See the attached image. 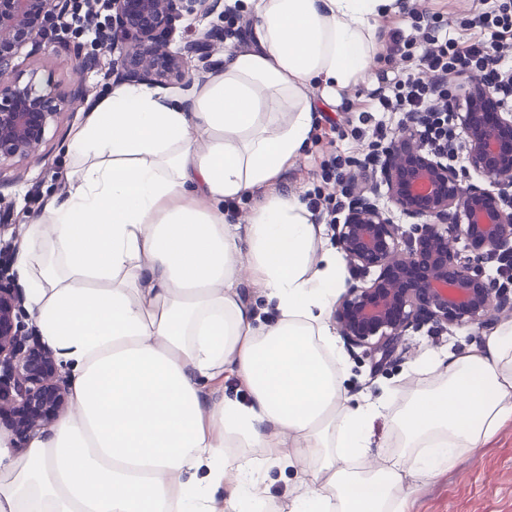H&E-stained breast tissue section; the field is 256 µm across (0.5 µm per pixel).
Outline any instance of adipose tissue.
Masks as SVG:
<instances>
[{"label": "adipose tissue", "mask_w": 512, "mask_h": 512, "mask_svg": "<svg viewBox=\"0 0 512 512\" xmlns=\"http://www.w3.org/2000/svg\"><path fill=\"white\" fill-rule=\"evenodd\" d=\"M250 49L176 99L121 86L67 143V192L24 230L32 319L71 411L16 453L0 433V512H407V486L512 420V322L478 351L426 356L377 469L331 325L342 255L299 196L272 192L318 105L362 81L399 0H247ZM260 198L248 223L224 204ZM255 290L278 313L259 323ZM235 378L247 401L224 393ZM307 464L286 508L272 469Z\"/></svg>", "instance_id": "obj_1"}]
</instances>
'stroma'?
<instances>
[{"instance_id":"obj_1","label":"stroma","mask_w":512,"mask_h":512,"mask_svg":"<svg viewBox=\"0 0 512 512\" xmlns=\"http://www.w3.org/2000/svg\"><path fill=\"white\" fill-rule=\"evenodd\" d=\"M497 0H414L413 12L425 21H439L442 31L454 38L467 36V23L491 10ZM86 51H97L93 33L76 31L59 38L47 36L39 51L22 50L16 59L18 71L35 75L39 87H49L57 94H68L76 80H83L89 92L86 104L63 110L48 129L38 153L18 163L0 165V195L8 213L0 242L19 243L25 224L31 223L52 200H62L66 192L69 157L66 144L71 132L83 125L89 109L112 88L106 69L77 75L73 58L75 44ZM417 60L381 57L367 78L356 85L337 105H325L311 137V143L295 166L283 176L280 187L308 198L315 190L340 192L343 182L327 179L321 168L323 159L339 155L351 176L376 179L375 169H359L372 141L362 133L358 104L366 95L399 78L421 76ZM512 320V315H497L495 323L436 327L425 325L406 337V349L379 361L367 348H344L342 388L353 401L401 402L411 386L425 387L431 377L421 370L425 355L441 357L463 355L480 348L496 324ZM408 512H512V420L505 422L494 437L481 448L460 454L452 466L433 477L417 482Z\"/></svg>"}]
</instances>
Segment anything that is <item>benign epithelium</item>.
<instances>
[{
    "label": "benign epithelium",
    "instance_id": "obj_1",
    "mask_svg": "<svg viewBox=\"0 0 512 512\" xmlns=\"http://www.w3.org/2000/svg\"><path fill=\"white\" fill-rule=\"evenodd\" d=\"M222 0H111L110 71L116 81L190 86L186 59H207L212 42L224 39L210 28L169 49L176 22L207 17ZM72 0H0V164L21 161L45 140L64 100L36 89L14 64L19 52L40 40ZM79 72L98 68L100 56L73 47ZM465 133L464 165L422 141L418 115L407 116L377 160L381 180L348 186V205L336 224V239L349 268L378 270L370 283L348 287L334 319L351 346H366L388 357L407 332L436 326L484 324L494 312L512 310V297L487 273L486 260L512 252V110H504L499 91L474 80L455 113ZM386 187L387 205L377 201ZM420 219L410 231L394 213ZM9 250H0V412L13 415L16 447L49 429L69 410L66 377L53 352L32 340L23 322V294L7 274Z\"/></svg>",
    "mask_w": 512,
    "mask_h": 512
}]
</instances>
